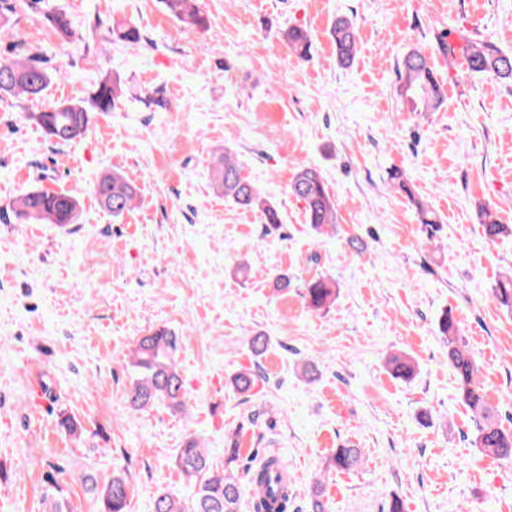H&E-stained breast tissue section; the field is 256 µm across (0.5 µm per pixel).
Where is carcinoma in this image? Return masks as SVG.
Returning a JSON list of instances; mask_svg holds the SVG:
<instances>
[{
    "mask_svg": "<svg viewBox=\"0 0 512 512\" xmlns=\"http://www.w3.org/2000/svg\"><path fill=\"white\" fill-rule=\"evenodd\" d=\"M39 0H0V16L9 18L34 7ZM164 8L190 28L205 29L208 19L201 12L196 0H160ZM56 32L67 40L73 35L71 22L66 15L55 13L48 16ZM115 41L126 44L141 42L139 29L121 24L112 29ZM339 64L351 66L358 49V31L355 24L340 19L330 29ZM288 51L300 59L311 55L312 40L308 31L293 25L281 33ZM468 72L496 80H512V54L502 51L488 42L465 40L459 48ZM398 95L412 112H435L444 103L442 85L437 81L429 58L420 51L410 50L398 66ZM51 80L50 72L39 54L31 46L23 59H0V95H24L31 99L44 98ZM123 91L118 77L101 81L88 99L80 102H50L32 118L44 129L50 140L60 146L70 145L82 138L89 130L92 114L113 112L122 103ZM213 186L224 194V200L245 211H258L266 224V234L280 228L281 219L277 207L265 200L255 185L242 174L241 167L227 154L219 155L210 163ZM389 179L409 198L421 214V223L433 228L438 224L435 213L418 200L411 191L403 173L394 169ZM91 191L100 204L115 218L129 211L136 200L137 189L121 174L98 177ZM288 194L303 203L307 223L323 235L336 229L337 204L321 174L312 167L299 169L288 183ZM18 219L42 221L47 224H73L77 219L78 199L66 192L30 189L20 194L12 205ZM484 235L490 240L512 236V227L501 224L491 210L482 206ZM493 297L503 307L512 310V273L502 276L492 288ZM337 296V283L332 279L318 278L306 284L303 299L308 308L320 311L329 307ZM438 328L448 343V365L458 384L460 400L473 413L475 436L472 445L485 456L512 457V431L505 429L488 405L486 394L478 376L480 368L462 343L459 322L449 312H443L437 320ZM179 338L168 328L157 327L140 338L133 350L131 365L135 377L126 398L137 410L156 403L172 409L184 407L185 389L178 371L176 351ZM387 364L392 374L409 379L414 365L406 355H391ZM265 376L258 368L243 369L231 376V385L242 396H250ZM361 461V451L345 444L334 450L329 466L336 470H350ZM242 462L239 441L224 448V469L214 468L209 453L192 437L185 440L175 456V467L193 484L190 505L168 493L158 494L153 502V512H241L242 491L238 482V470ZM280 458L267 451L254 466H247L248 481L252 489L259 486L272 488L270 495L262 498L255 493L250 507L252 512H287L292 498L290 482L277 476ZM101 504L100 512H126L129 482L120 473L96 490ZM307 512H329L324 500L323 486L316 479L309 485Z\"/></svg>",
    "mask_w": 512,
    "mask_h": 512,
    "instance_id": "obj_1",
    "label": "carcinoma"
}]
</instances>
